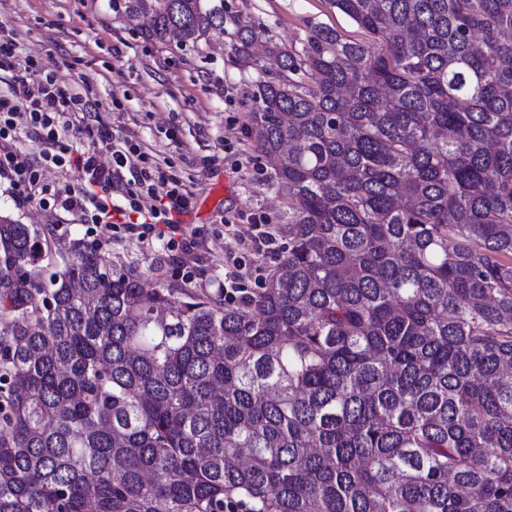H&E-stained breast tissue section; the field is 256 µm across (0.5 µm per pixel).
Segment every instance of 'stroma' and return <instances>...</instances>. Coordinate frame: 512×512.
I'll return each mask as SVG.
<instances>
[{"label":"stroma","instance_id":"obj_1","mask_svg":"<svg viewBox=\"0 0 512 512\" xmlns=\"http://www.w3.org/2000/svg\"><path fill=\"white\" fill-rule=\"evenodd\" d=\"M224 6L260 23L267 38L285 47L297 44L311 24L355 33L352 22L323 0H224ZM0 23L14 30L20 57L37 59L64 86L88 87L105 122L189 177L193 207L179 222L190 247L169 252L133 224H101L92 232L63 211L18 207L4 179L0 213L43 231L56 261L73 241L86 240L103 244L114 266L155 263L170 287L213 293L223 287L234 253L249 267L244 287H259L286 243L279 234L286 194L268 186L264 161L248 138L254 74L233 61L231 35L217 33L195 47L147 42L133 21L113 13L112 0H5ZM251 212L261 213L277 232L273 249L253 253L249 225L225 228V217ZM180 265L194 270V280L174 276Z\"/></svg>","mask_w":512,"mask_h":512}]
</instances>
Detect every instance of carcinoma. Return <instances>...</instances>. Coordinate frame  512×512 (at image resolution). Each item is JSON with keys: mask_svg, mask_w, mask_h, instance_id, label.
<instances>
[{"mask_svg": "<svg viewBox=\"0 0 512 512\" xmlns=\"http://www.w3.org/2000/svg\"><path fill=\"white\" fill-rule=\"evenodd\" d=\"M325 5L357 36L287 49L112 0L232 29L288 246L228 304L81 242L34 280L0 216V512H512V0Z\"/></svg>", "mask_w": 512, "mask_h": 512, "instance_id": "cac0c4a2", "label": "carcinoma"}]
</instances>
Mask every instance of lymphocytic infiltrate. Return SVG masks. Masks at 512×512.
<instances>
[{"label":"lymphocytic infiltrate","mask_w":512,"mask_h":512,"mask_svg":"<svg viewBox=\"0 0 512 512\" xmlns=\"http://www.w3.org/2000/svg\"><path fill=\"white\" fill-rule=\"evenodd\" d=\"M12 30L0 26V178L9 179L17 204L54 207L84 224H135L164 249L183 248L174 214L189 211L192 194L183 177L163 171L132 137L103 122L89 97L63 86L36 59L19 60ZM41 146L14 148L18 131ZM50 168L76 170L79 189L44 182Z\"/></svg>","instance_id":"f902f5d3"}]
</instances>
